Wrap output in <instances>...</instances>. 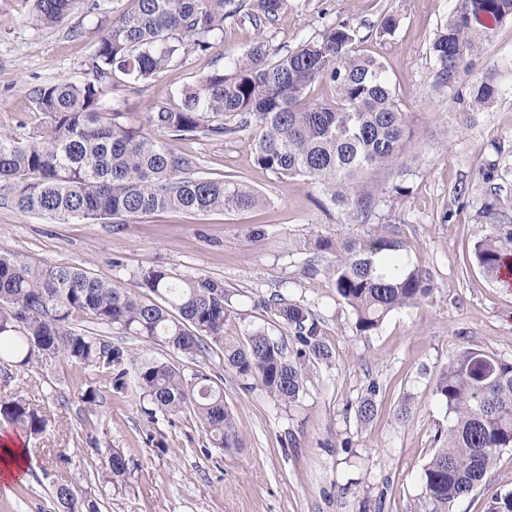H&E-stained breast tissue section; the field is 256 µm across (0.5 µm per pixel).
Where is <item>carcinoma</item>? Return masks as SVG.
<instances>
[{
  "mask_svg": "<svg viewBox=\"0 0 512 512\" xmlns=\"http://www.w3.org/2000/svg\"><path fill=\"white\" fill-rule=\"evenodd\" d=\"M77 2L34 0L36 18L58 24ZM285 3L133 0L95 48L91 77L35 88L41 125L23 138L0 133V186L19 210L57 221L112 217L127 222L167 209L248 211L265 204L260 192L197 175L196 158L176 152L169 141L197 133L221 140L258 126L261 135L251 153L255 165L319 184L331 204L349 210L356 223H368L376 201L359 192V179L369 170L403 165L410 130L383 62L357 49L355 31L347 24L329 26L320 38L295 49L258 37L224 69L181 89L179 103L155 104L140 113L139 129L118 122L120 102L102 103L103 87L114 72L133 82L148 80L179 58L184 39L205 52L224 34L225 20H247L258 29L275 21ZM506 20L512 21V0H455L430 46L441 78L450 82L469 69L490 33ZM503 71H512V58L470 78L456 92L455 110L474 121L507 91ZM322 81L333 86V100L306 101L311 87ZM500 206V193L490 194L481 210L489 231L473 249L476 264L495 281L512 261V224L500 221ZM405 251L395 233L325 237L315 243L304 271L332 283L355 315L357 331L367 336L392 311L435 293L430 272L409 262ZM137 287L143 292L81 268L35 265L0 252V359L25 367L62 356L112 374L120 391L127 354L75 329L76 319L88 317L186 356L211 342L240 379L259 383L284 404L304 393L310 363L333 359L318 318L277 294L261 305L293 332L299 347L290 354L285 342L261 330L241 341L224 337L232 301L220 280L149 269ZM137 381L157 410L193 414L212 447H239L224 390L209 375L187 376L172 364L148 362L138 369ZM378 393V384L368 382L355 405L360 421L377 415ZM435 393L447 408L448 429L437 436L440 446L423 469V512H448L486 481L496 455L512 448V363L463 350L449 359ZM0 415L30 435L43 433L48 424L23 399L0 401ZM97 453L104 467L97 475L100 486L121 482L125 456L114 448ZM54 499L56 512H100L99 494L66 481L55 485ZM487 512H512V491L492 497Z\"/></svg>",
  "mask_w": 512,
  "mask_h": 512,
  "instance_id": "carcinoma-1",
  "label": "carcinoma"
}]
</instances>
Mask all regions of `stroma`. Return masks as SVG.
I'll return each instance as SVG.
<instances>
[{
  "instance_id": "35a3bbf8",
  "label": "stroma",
  "mask_w": 512,
  "mask_h": 512,
  "mask_svg": "<svg viewBox=\"0 0 512 512\" xmlns=\"http://www.w3.org/2000/svg\"><path fill=\"white\" fill-rule=\"evenodd\" d=\"M49 27L33 16L32 0H0V131L25 134L41 121L32 90L61 77L83 81L105 30L131 0H97ZM453 0H288L263 32L273 45L296 48L327 26L347 23L359 49L378 56L412 138L403 169H374L359 183L379 206L369 226L355 224L332 206L317 184L284 177L250 159L257 129L224 140L200 135L173 141L196 158L200 175L232 177L258 190L263 207L245 212H157L116 225L109 220L59 223L17 209L0 194V251L37 265L71 266L132 288L141 272L164 269L223 281L234 292L226 336L241 339L261 329L273 337L292 332L260 302L273 293L309 307L318 317L331 365L315 364L296 403L272 399L260 385L244 387L224 365L218 346L187 357L106 325L77 321L128 353L123 390L109 373L61 358L36 367L0 370V400L22 398L48 420L43 434L23 435L27 466L18 478L0 481V512H54L53 484L97 488L101 449L120 450L128 463L122 483L106 487L102 512H421L423 469L435 451V435L448 414L435 394L454 353L474 349L512 362V288L489 280L476 265L473 246L488 227L480 215L490 185L479 172L499 162L512 181V91L462 129L452 110L455 87L500 58L512 57V21L493 31L472 71L442 82L430 45ZM398 26L380 34L385 14ZM248 23L226 21L224 34L205 52H187L155 77L133 85L114 73L106 99L125 100L123 124L156 103H173L178 91L223 69L255 40ZM409 195L389 203L393 183ZM464 196H457V188ZM260 226V241L249 236ZM398 231L411 262L427 268L438 287L433 300L391 312L379 330L364 336L350 307L324 276L305 274L310 241L347 237L365 229ZM168 362L218 379L240 436L236 448L211 447L193 416L149 420L137 388L141 360ZM380 386L379 411L369 423L355 405L368 381ZM97 392L95 405L81 396ZM405 418H397L399 408ZM69 449L71 463L58 469L55 451ZM512 490V449L502 450L486 486L455 501L449 512H486L492 496Z\"/></svg>"
}]
</instances>
